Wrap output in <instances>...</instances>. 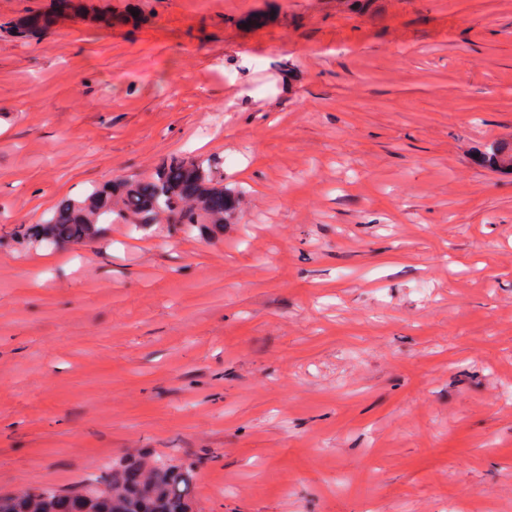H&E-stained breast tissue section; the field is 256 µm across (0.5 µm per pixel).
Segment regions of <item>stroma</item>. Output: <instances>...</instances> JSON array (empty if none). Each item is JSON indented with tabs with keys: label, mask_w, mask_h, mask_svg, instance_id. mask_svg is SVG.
Segmentation results:
<instances>
[{
	"label": "stroma",
	"mask_w": 512,
	"mask_h": 512,
	"mask_svg": "<svg viewBox=\"0 0 512 512\" xmlns=\"http://www.w3.org/2000/svg\"><path fill=\"white\" fill-rule=\"evenodd\" d=\"M81 3L0 0V492L149 451L198 512H512V0ZM200 154L222 232L13 234ZM481 162L493 170L512 173V143L490 145L486 154L481 157Z\"/></svg>",
	"instance_id": "35a3bbf8"
}]
</instances>
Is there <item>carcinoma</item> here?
Segmentation results:
<instances>
[{
    "label": "carcinoma",
    "instance_id": "obj_1",
    "mask_svg": "<svg viewBox=\"0 0 512 512\" xmlns=\"http://www.w3.org/2000/svg\"><path fill=\"white\" fill-rule=\"evenodd\" d=\"M481 162L512 173V143L489 146ZM244 188L224 182L209 157H172L146 177H120L62 202L42 224H19L14 234L40 246L86 244L104 224H155L187 230L221 228L233 216ZM197 473L192 465L161 455L131 456L71 487L41 486L0 493V512H193Z\"/></svg>",
    "mask_w": 512,
    "mask_h": 512
}]
</instances>
